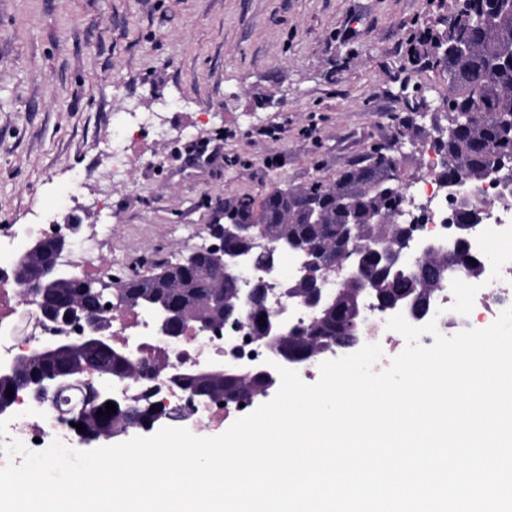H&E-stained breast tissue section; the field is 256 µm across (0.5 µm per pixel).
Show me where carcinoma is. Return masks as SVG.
Masks as SVG:
<instances>
[{
    "mask_svg": "<svg viewBox=\"0 0 512 512\" xmlns=\"http://www.w3.org/2000/svg\"><path fill=\"white\" fill-rule=\"evenodd\" d=\"M490 10L495 23L487 28L448 25L425 50L429 65L447 75L450 91L446 101L448 126L437 128L439 138L432 148L441 159L440 176L452 178L464 171L476 186L506 163L512 165V0H456L451 18L460 20ZM389 160L374 148L362 161L342 171L331 182L314 180L296 188L275 187L260 201L241 196L224 203V223L257 224L271 244L287 239L297 245L318 249L321 274L336 270L342 245L359 247L360 273L370 280L383 297L410 299L415 296L433 301L446 281L421 283L413 277L386 268L377 255L382 248H401L407 244L406 225L400 223L401 201L388 191ZM388 219L372 223V215ZM480 256L461 247L448 257L435 255L427 263L451 265L469 280H478L484 270ZM99 281L79 277L58 288L62 305L73 302L88 309L98 304ZM113 295L129 308L156 303L180 311L185 326L213 325L224 322V306L237 302L236 288L219 282L214 261L204 249L197 250L194 262L185 265V254L172 261L154 265L137 278L125 276L115 283ZM336 299L324 312L283 341L281 348L294 355L341 352L353 331L351 316L356 306L357 290L336 288ZM265 315L260 304L243 307L244 326L260 336ZM66 359L22 361L13 370L0 373V407L11 406L15 394L26 390L42 395L62 383L80 379ZM212 399L236 400L249 396L257 401L266 397L265 382L252 378H222L211 383ZM106 400L87 392L86 409L79 436L101 441L109 433L129 430L127 407L116 405V412L98 416Z\"/></svg>",
    "mask_w": 512,
    "mask_h": 512,
    "instance_id": "1",
    "label": "carcinoma"
}]
</instances>
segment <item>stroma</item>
I'll return each mask as SVG.
<instances>
[{
  "label": "stroma",
  "mask_w": 512,
  "mask_h": 512,
  "mask_svg": "<svg viewBox=\"0 0 512 512\" xmlns=\"http://www.w3.org/2000/svg\"><path fill=\"white\" fill-rule=\"evenodd\" d=\"M454 0H0V225L107 224L137 272L224 203L331 180L375 146L430 152L446 78L420 34ZM165 132L131 140L130 111ZM137 159L112 176L108 150Z\"/></svg>",
  "instance_id": "stroma-1"
}]
</instances>
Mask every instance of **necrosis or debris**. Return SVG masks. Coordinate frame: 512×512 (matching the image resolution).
<instances>
[{
  "instance_id": "necrosis-or-debris-1",
  "label": "necrosis or debris",
  "mask_w": 512,
  "mask_h": 512,
  "mask_svg": "<svg viewBox=\"0 0 512 512\" xmlns=\"http://www.w3.org/2000/svg\"><path fill=\"white\" fill-rule=\"evenodd\" d=\"M439 169V158H430L421 175L406 182V223L417 227L421 234L444 238L453 219L438 178ZM500 193V185L490 180L471 190L473 200L493 213L490 223L478 225L474 232L471 248L475 253H488L494 241H512V204L502 200ZM43 230L48 234L56 230L70 233L72 246L62 255V263L75 265L84 277H111L112 264L102 254L103 242L98 232L87 233L80 228L72 231L64 224L57 228L47 224ZM15 250L14 233L10 227L0 225V355L24 354L35 337L72 338L76 335L74 327L45 321L34 306L27 304V288L16 281L14 264L6 259L7 254ZM509 308H512V252L505 250L496 254L492 269L486 272L470 314L457 316L452 321L443 313L437 319L438 330L442 335L452 336L467 329H484ZM103 318L110 324L114 347L128 344L138 348L134 361L140 371L133 379L113 381V398L133 406L141 399H149L179 416L184 428L198 437L222 423L230 411L229 406L191 400L187 391L156 376L155 367L193 370L231 357L243 362H260L267 356L265 345L251 337L245 328L234 333V343L229 346L224 338L194 326L187 328L179 339H172L147 312L129 309L117 302L104 312ZM96 379V372H87L83 380L62 385L45 401L29 393L19 396L9 412L0 413V444L19 440L35 452L56 440L73 444L72 432L65 420L80 405L86 382Z\"/></svg>"
}]
</instances>
